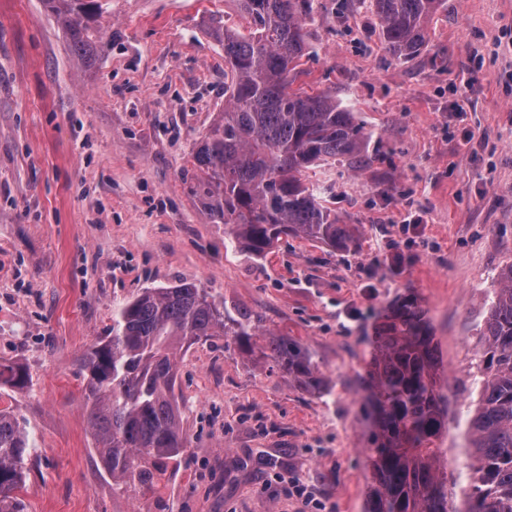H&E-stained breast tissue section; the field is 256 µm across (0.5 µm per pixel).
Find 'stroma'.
<instances>
[{"label": "stroma", "mask_w": 512, "mask_h": 512, "mask_svg": "<svg viewBox=\"0 0 512 512\" xmlns=\"http://www.w3.org/2000/svg\"><path fill=\"white\" fill-rule=\"evenodd\" d=\"M215 18L247 27L236 0H111L112 46L87 67L41 0H0V363L31 375L0 404L35 444L28 512H365L374 425L358 381L410 302L438 350L437 444L459 512L479 326L512 264V0H445L409 61L387 52L371 0H318L295 85L335 96L369 138L363 167L331 161L310 179L357 240L288 236L262 258L189 192L224 106ZM178 279L307 347L330 389L305 392L218 338L194 344L178 359L184 453L155 490L116 492L82 359L118 305Z\"/></svg>", "instance_id": "obj_1"}]
</instances>
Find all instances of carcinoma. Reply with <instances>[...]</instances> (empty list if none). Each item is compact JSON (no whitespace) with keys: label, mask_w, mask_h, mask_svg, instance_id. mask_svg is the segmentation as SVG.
Instances as JSON below:
<instances>
[{"label":"carcinoma","mask_w":512,"mask_h":512,"mask_svg":"<svg viewBox=\"0 0 512 512\" xmlns=\"http://www.w3.org/2000/svg\"><path fill=\"white\" fill-rule=\"evenodd\" d=\"M73 54L91 62L109 48L101 19L108 0H42ZM248 32L214 22L224 50V109L192 155L191 195L225 233L255 257L283 236L342 250L354 224H340L303 176L315 166L362 153L368 134L324 91L292 90L308 55L307 19L314 0H238ZM444 0H373L387 49L410 60L428 45L427 23ZM480 325L485 346L479 400L466 419L467 478L462 512H512V264L503 269ZM261 316L230 308L199 284L178 280L144 288L112 314V330L86 354L83 407L112 485L151 490L184 452L175 395L177 357L190 346L224 338L244 353L272 360L288 382L322 392L326 381L297 341L259 336ZM438 355L424 311L407 304L378 336V356L363 378L375 420L373 484L366 512H448V461L435 440L448 413ZM31 382L19 364H0V385ZM32 448L26 425L0 409V512H27L20 495Z\"/></svg>","instance_id":"1"}]
</instances>
